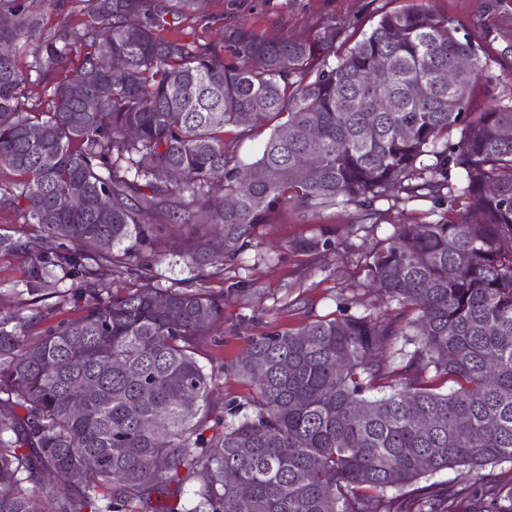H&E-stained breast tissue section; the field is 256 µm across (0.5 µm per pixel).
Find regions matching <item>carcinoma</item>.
I'll return each mask as SVG.
<instances>
[{
    "label": "carcinoma",
    "mask_w": 512,
    "mask_h": 512,
    "mask_svg": "<svg viewBox=\"0 0 512 512\" xmlns=\"http://www.w3.org/2000/svg\"><path fill=\"white\" fill-rule=\"evenodd\" d=\"M140 13L141 0H93L44 39L22 0H0V203L41 239L32 253L0 234V256L25 258L32 305L83 302L35 339L25 318L0 317V512H36L38 499L42 512H237L243 487L250 512H393L390 492L406 488L414 512H454L433 475L456 470L466 491L512 461V141L498 136L512 104L472 108L481 47L420 3L382 13L333 64L321 40L241 25L221 33L224 61ZM31 39L21 67L14 47ZM461 55L472 69L450 89ZM382 65L390 81L376 87ZM34 74L54 84L35 104ZM379 96L393 109L373 116ZM272 121L261 156L241 164L225 128ZM216 191L235 206L214 209ZM388 195L455 210L398 225L368 257L369 286L395 311L251 338L225 370L256 395L221 411L197 345L224 322V298L121 282L174 248L197 268L232 261L283 205L368 212ZM82 384L94 391L76 410ZM486 495L481 512H512V486Z\"/></svg>",
    "instance_id": "obj_1"
}]
</instances>
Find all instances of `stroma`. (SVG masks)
<instances>
[{"label": "stroma", "mask_w": 512, "mask_h": 512, "mask_svg": "<svg viewBox=\"0 0 512 512\" xmlns=\"http://www.w3.org/2000/svg\"><path fill=\"white\" fill-rule=\"evenodd\" d=\"M176 0H143L144 14L162 13L158 29L166 38L210 43L214 32L226 25L242 24L269 38L284 35L310 39L327 37L337 53L348 47L347 33L370 32L381 13L412 7L417 0H192L179 9ZM39 16L43 34L64 24L85 19L86 0H25ZM435 11L459 20L471 39L488 52L489 78L479 81L472 106L481 110L495 102L512 101V0H430ZM374 219L363 210L339 203L304 213L292 206L277 209L269 223L260 225L241 255L229 264H214L196 272L188 258L172 252L153 266L151 275L160 286H181L200 278L202 286L225 294L224 322L203 336L199 360L211 373L215 389L210 405L221 409L227 399L240 400L253 387L225 373L224 367L246 348L251 337L285 332L338 313L365 316L383 311L384 303L366 287L368 254L380 247L398 224H426L448 217L447 204L419 199L407 203L376 199ZM330 239L331 249L311 253L304 241ZM23 258L0 259V315H46V322L30 325L31 336L45 325L80 316L76 304L50 298L31 308L20 290ZM246 286L250 295H238Z\"/></svg>", "instance_id": "obj_1"}]
</instances>
